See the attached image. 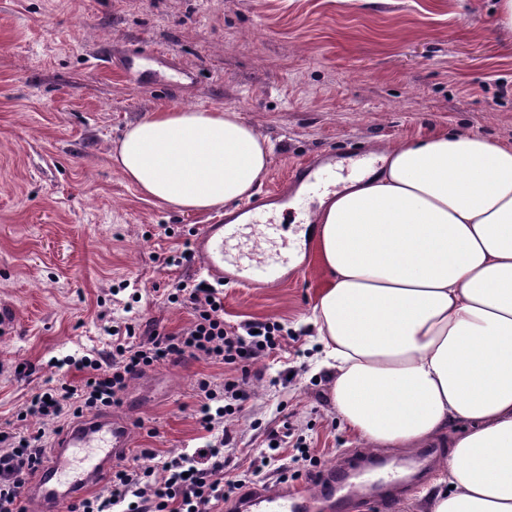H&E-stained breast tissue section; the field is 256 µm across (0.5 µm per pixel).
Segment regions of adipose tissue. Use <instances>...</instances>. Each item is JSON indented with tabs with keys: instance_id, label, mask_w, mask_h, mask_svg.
<instances>
[{
	"instance_id": "ef3b65f1",
	"label": "adipose tissue",
	"mask_w": 512,
	"mask_h": 512,
	"mask_svg": "<svg viewBox=\"0 0 512 512\" xmlns=\"http://www.w3.org/2000/svg\"><path fill=\"white\" fill-rule=\"evenodd\" d=\"M270 150L234 108L170 107L131 123L112 160L155 203L204 213L250 198ZM380 153L313 216L333 405L370 448L463 426L429 512H512V146L453 130Z\"/></svg>"
}]
</instances>
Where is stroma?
Returning <instances> with one entry per match:
<instances>
[{
    "instance_id": "stroma-1",
    "label": "stroma",
    "mask_w": 512,
    "mask_h": 512,
    "mask_svg": "<svg viewBox=\"0 0 512 512\" xmlns=\"http://www.w3.org/2000/svg\"><path fill=\"white\" fill-rule=\"evenodd\" d=\"M496 0H0V424L53 370L82 349L109 353L103 316L189 327L190 310L168 303L167 284L199 278L197 264L167 267L214 215L183 213L144 198L112 161L127 125L163 107H231L266 137L272 154L258 192L288 184L317 157L464 129L512 145V36ZM148 47L170 61L146 82L104 67ZM192 71L176 83L174 68ZM363 165V166H366ZM363 166L354 165V172ZM285 282L224 286V321H276L289 331L253 367L252 398L227 425L232 472L274 451L283 421L294 427L277 453L304 444L322 463L345 465L359 447L336 413L331 379L316 367L309 323L324 285L315 244L293 259ZM137 289L132 312L113 300ZM132 377L117 407L133 424L128 459L150 465L205 447L196 382L223 383L224 368L186 359ZM426 480L414 448L375 449L404 494L388 512H426L425 492L450 450L438 439Z\"/></svg>"
}]
</instances>
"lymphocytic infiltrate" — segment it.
<instances>
[{"label":"lymphocytic infiltrate","instance_id":"1","mask_svg":"<svg viewBox=\"0 0 512 512\" xmlns=\"http://www.w3.org/2000/svg\"><path fill=\"white\" fill-rule=\"evenodd\" d=\"M173 304L188 306L193 320L178 333L158 323L134 319L114 325L109 355L96 352L67 356L65 365L82 375L79 384H46L19 413L22 421L78 418L118 405L129 379L145 368L202 359L228 366L222 385L207 379L197 384V421L206 432H218L205 452L164 457L155 466L116 465L96 492L68 505L67 512H215L231 491L248 483L249 474L226 480L229 461L224 449L233 437L224 419L251 399L250 367L280 344L284 328L275 321L237 329L224 323V293L214 284L174 282L167 290ZM46 457L43 431L21 433L0 427V512H26L23 489Z\"/></svg>","mask_w":512,"mask_h":512}]
</instances>
